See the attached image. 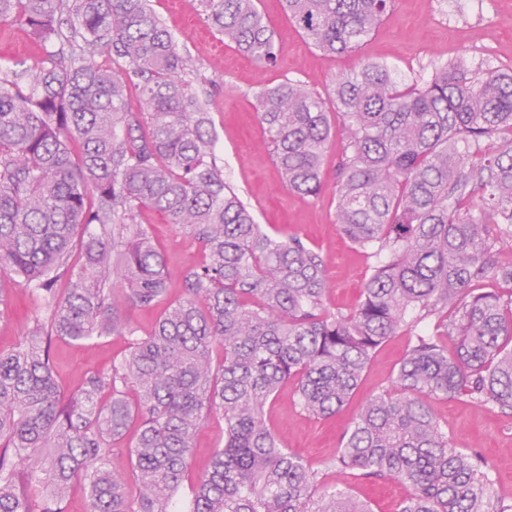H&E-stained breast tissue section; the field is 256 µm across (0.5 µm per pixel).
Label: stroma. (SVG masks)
<instances>
[{"instance_id": "obj_1", "label": "stroma", "mask_w": 512, "mask_h": 512, "mask_svg": "<svg viewBox=\"0 0 512 512\" xmlns=\"http://www.w3.org/2000/svg\"><path fill=\"white\" fill-rule=\"evenodd\" d=\"M150 6L179 51L191 59L193 85L210 101L214 151L225 181L269 234L298 237L319 249L330 282L325 303L333 311L356 308L374 265L373 259L339 234L335 224L339 149L331 147L324 157L319 196L303 197L288 191L258 119L260 88L298 79L328 101L337 74L358 68L369 58L388 62L408 81L425 78L432 67L461 55L483 58L495 67H512V0H485L479 10L472 8L470 0H396L392 13L364 48L341 56L324 55L310 45L285 15L282 0H258V9L271 25L277 45V63L270 68L259 67L225 42L186 0H150ZM46 55V47L27 26L0 24V62L26 68L39 64ZM140 219L166 256L170 297L178 299L183 275L201 263L202 248L181 227L166 223L155 211L142 210ZM39 313L37 298L14 291L7 306L0 308V351L12 349ZM408 343L407 333L391 337L378 350L353 397L334 417L320 419L300 410L290 383L281 387L267 409V418L285 447L310 462L324 483L349 485L354 496L369 499L374 512H395L406 488L391 480L374 483L334 473L325 463L335 456L341 435L355 415L388 386ZM127 347L122 336L84 344L58 341L59 383L68 390L77 387L89 368L110 369L113 358ZM429 403L454 445L485 459L496 496L512 503V414L458 397H433ZM223 443L224 420L215 414L195 436L190 478L209 469L215 449Z\"/></svg>"}]
</instances>
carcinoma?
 <instances>
[{
	"mask_svg": "<svg viewBox=\"0 0 512 512\" xmlns=\"http://www.w3.org/2000/svg\"><path fill=\"white\" fill-rule=\"evenodd\" d=\"M283 3L326 55L362 50L394 8ZM190 4L259 66L276 64L257 0ZM7 22L53 50L34 69L0 67V306L17 284L43 309L31 335L0 351V512H65L76 483L89 512H373L285 448L265 406L292 382L302 411L335 415L401 330L410 341L397 372L329 468L403 483L395 512H512L424 401L512 410V289L472 287L512 283V265L494 257L512 242V138H498L512 132V69L462 56L412 83L375 61L336 75V224L376 265L358 306L332 312L321 252L267 233L224 181L192 69L147 0H0ZM258 97L285 186L318 196L326 102L290 78ZM144 208L203 247L175 301ZM135 309L158 312L144 335ZM112 335L128 338L126 353L65 392L55 342ZM212 412L224 417V446L183 511L194 437Z\"/></svg>",
	"mask_w": 512,
	"mask_h": 512,
	"instance_id": "obj_1",
	"label": "carcinoma"
}]
</instances>
